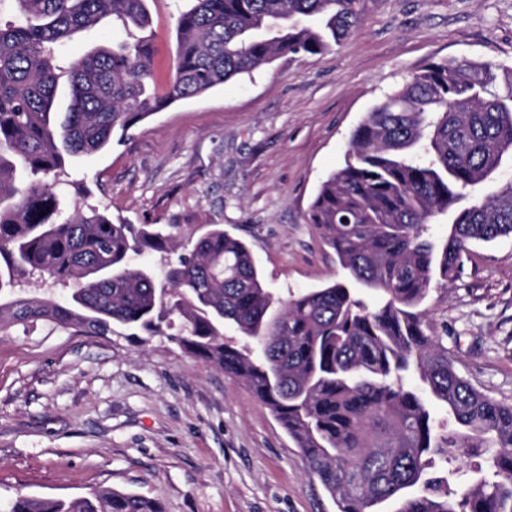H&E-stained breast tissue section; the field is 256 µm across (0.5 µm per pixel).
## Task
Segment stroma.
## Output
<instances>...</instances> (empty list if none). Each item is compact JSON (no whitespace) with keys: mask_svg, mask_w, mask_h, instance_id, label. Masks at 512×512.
I'll return each instance as SVG.
<instances>
[{"mask_svg":"<svg viewBox=\"0 0 512 512\" xmlns=\"http://www.w3.org/2000/svg\"><path fill=\"white\" fill-rule=\"evenodd\" d=\"M186 7L151 6L159 81ZM465 57L512 67V0H364L359 25L328 53L279 57L76 159V200L185 234L222 227L284 299L342 280L308 221L317 189L388 93L430 63ZM426 305L456 370L512 402V237L474 243L460 277ZM98 488L164 512H336L249 387L168 337L11 328L0 335V495Z\"/></svg>","mask_w":512,"mask_h":512,"instance_id":"obj_1","label":"stroma"}]
</instances>
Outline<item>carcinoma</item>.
Returning <instances> with one entry per match:
<instances>
[{
    "label": "carcinoma",
    "instance_id": "1",
    "mask_svg": "<svg viewBox=\"0 0 512 512\" xmlns=\"http://www.w3.org/2000/svg\"><path fill=\"white\" fill-rule=\"evenodd\" d=\"M0 23V332L39 322L108 336H170L247 383L300 448L338 512H512V403L475 388L426 332L437 280L469 245L512 235V68L445 60L387 94L352 132L310 223L347 277L280 300L222 228L181 238L97 208L62 217L66 162L106 150L179 101L284 55H320L361 0H189L172 76L154 69L149 0H13ZM104 21L125 33L77 57L62 47ZM67 112H55L58 93ZM446 220L437 243L431 225ZM186 253L160 277L132 256ZM37 276L69 289L20 295ZM230 325L241 341L224 340ZM0 512H163L114 489L69 501L17 496Z\"/></svg>",
    "mask_w": 512,
    "mask_h": 512
}]
</instances>
